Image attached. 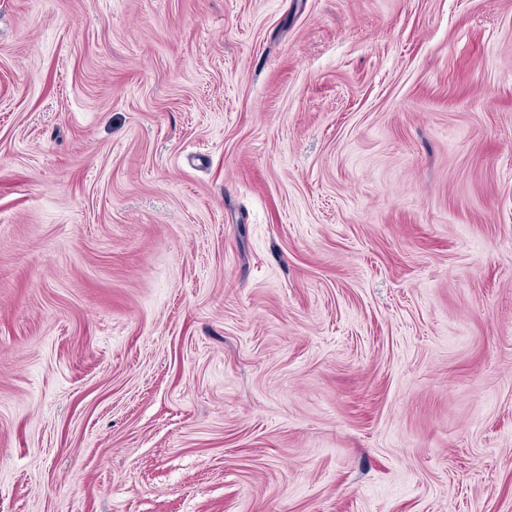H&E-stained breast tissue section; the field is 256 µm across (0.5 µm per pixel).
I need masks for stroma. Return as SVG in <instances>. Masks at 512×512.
<instances>
[{"mask_svg":"<svg viewBox=\"0 0 512 512\" xmlns=\"http://www.w3.org/2000/svg\"><path fill=\"white\" fill-rule=\"evenodd\" d=\"M0 512H512V0H0Z\"/></svg>","mask_w":512,"mask_h":512,"instance_id":"35a3bbf8","label":"stroma"}]
</instances>
